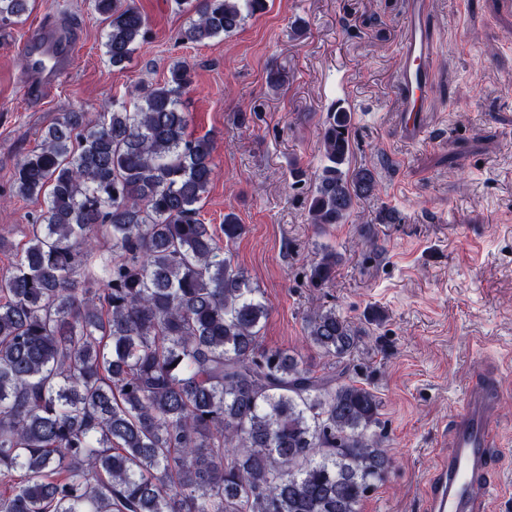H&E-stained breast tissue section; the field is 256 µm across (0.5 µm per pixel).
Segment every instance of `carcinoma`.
<instances>
[{
  "mask_svg": "<svg viewBox=\"0 0 512 512\" xmlns=\"http://www.w3.org/2000/svg\"><path fill=\"white\" fill-rule=\"evenodd\" d=\"M30 0H0V28ZM106 57L147 42L135 0H93ZM265 0H196L184 38L240 29ZM184 60L132 92L133 106L70 112L17 164L16 196L41 200L28 239L0 271V512H358L389 471L370 433L380 399L348 379L360 333L329 308L306 340L336 362L261 346L268 307L234 266L245 232L198 218L215 177L209 138L188 134ZM352 113L331 106L310 222L343 224L378 193L376 166L351 167ZM325 249L309 286L336 277Z\"/></svg>",
  "mask_w": 512,
  "mask_h": 512,
  "instance_id": "cac0c4a2",
  "label": "carcinoma"
}]
</instances>
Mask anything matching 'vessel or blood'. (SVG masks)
<instances>
[{
    "label": "vessel or blood",
    "instance_id": "b4317fda",
    "mask_svg": "<svg viewBox=\"0 0 512 512\" xmlns=\"http://www.w3.org/2000/svg\"><path fill=\"white\" fill-rule=\"evenodd\" d=\"M395 81L400 98L398 129L411 142L423 141V114L435 79L434 38L427 23V0H406ZM74 33L54 23L34 28L26 43L31 94L51 89L68 68ZM507 392L501 380H471L453 416L450 445L440 456L422 495L425 512H489L494 500H512V490L493 484L488 474L502 443L496 410Z\"/></svg>",
    "mask_w": 512,
    "mask_h": 512
}]
</instances>
